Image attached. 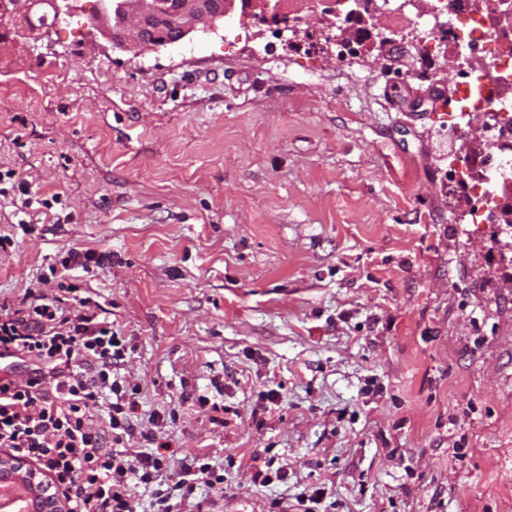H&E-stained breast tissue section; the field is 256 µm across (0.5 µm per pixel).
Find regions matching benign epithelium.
Instances as JSON below:
<instances>
[{
	"label": "benign epithelium",
	"instance_id": "1",
	"mask_svg": "<svg viewBox=\"0 0 512 512\" xmlns=\"http://www.w3.org/2000/svg\"><path fill=\"white\" fill-rule=\"evenodd\" d=\"M252 8L264 22L277 16L272 0H105L91 25L108 36L112 47L145 51L177 43L193 32L207 33L229 14L235 2ZM11 8L0 9V29L7 22L29 23L37 0H8ZM22 492L21 512H68L62 496L52 491L46 474L8 452L0 451V493Z\"/></svg>",
	"mask_w": 512,
	"mask_h": 512
}]
</instances>
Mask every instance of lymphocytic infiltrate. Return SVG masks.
Instances as JSON below:
<instances>
[{
    "label": "lymphocytic infiltrate",
    "mask_w": 512,
    "mask_h": 512,
    "mask_svg": "<svg viewBox=\"0 0 512 512\" xmlns=\"http://www.w3.org/2000/svg\"><path fill=\"white\" fill-rule=\"evenodd\" d=\"M127 340L89 298L38 292L0 301V448L37 463L69 512H136L135 489L169 469V445L132 420L136 387L112 367ZM209 463L182 465L156 512H182L198 484H223Z\"/></svg>",
    "instance_id": "obj_1"
}]
</instances>
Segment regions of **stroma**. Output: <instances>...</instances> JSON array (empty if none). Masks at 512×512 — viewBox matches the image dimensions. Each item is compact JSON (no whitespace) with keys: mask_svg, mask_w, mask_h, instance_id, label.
I'll list each match as a JSON object with an SVG mask.
<instances>
[{"mask_svg":"<svg viewBox=\"0 0 512 512\" xmlns=\"http://www.w3.org/2000/svg\"><path fill=\"white\" fill-rule=\"evenodd\" d=\"M98 4L0 65V299L98 302L140 429L223 476L192 496L213 512H512V263L448 177L489 137L449 142L426 93L452 55L342 65L319 15L276 40L238 8L135 54ZM72 249L110 262L51 277Z\"/></svg>","mask_w":512,"mask_h":512,"instance_id":"1","label":"stroma"}]
</instances>
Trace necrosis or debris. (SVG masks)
Returning <instances> with one entry per match:
<instances>
[{"instance_id": "1", "label": "necrosis or debris", "mask_w": 512, "mask_h": 512, "mask_svg": "<svg viewBox=\"0 0 512 512\" xmlns=\"http://www.w3.org/2000/svg\"><path fill=\"white\" fill-rule=\"evenodd\" d=\"M385 9L393 18L404 15V0H363L361 20L354 25V39L340 46L338 55L348 58L367 46L373 33L363 18L375 9ZM435 20L426 24L423 43L433 53L420 58L429 66L448 53L467 52L473 65L458 71L451 79L448 115L454 126H462L466 116L481 113L491 136L488 145L464 162L449 158L448 166L460 182L484 200L472 213L476 224L496 222L504 204H512V21L504 15L501 0H434Z\"/></svg>"}]
</instances>
